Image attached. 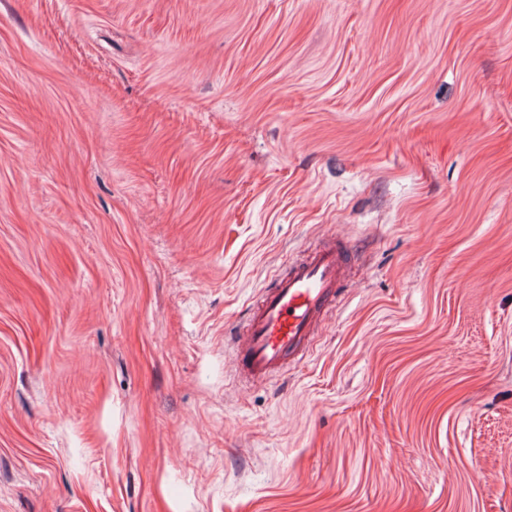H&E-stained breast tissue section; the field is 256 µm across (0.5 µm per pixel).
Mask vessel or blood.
<instances>
[{
    "mask_svg": "<svg viewBox=\"0 0 512 512\" xmlns=\"http://www.w3.org/2000/svg\"><path fill=\"white\" fill-rule=\"evenodd\" d=\"M348 271L343 248L332 242L292 266L262 294L240 328L243 379L266 378L304 358Z\"/></svg>",
    "mask_w": 512,
    "mask_h": 512,
    "instance_id": "b4317fda",
    "label": "vessel or blood"
}]
</instances>
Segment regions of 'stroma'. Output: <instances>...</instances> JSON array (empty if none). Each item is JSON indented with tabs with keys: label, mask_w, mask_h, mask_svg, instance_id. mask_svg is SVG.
I'll list each match as a JSON object with an SVG mask.
<instances>
[{
	"label": "stroma",
	"mask_w": 512,
	"mask_h": 512,
	"mask_svg": "<svg viewBox=\"0 0 512 512\" xmlns=\"http://www.w3.org/2000/svg\"><path fill=\"white\" fill-rule=\"evenodd\" d=\"M0 512H512V0H0ZM349 269L343 248L331 242L292 266L262 294L239 332L243 379L266 378L288 362L304 358Z\"/></svg>",
	"instance_id": "35a3bbf8"
}]
</instances>
